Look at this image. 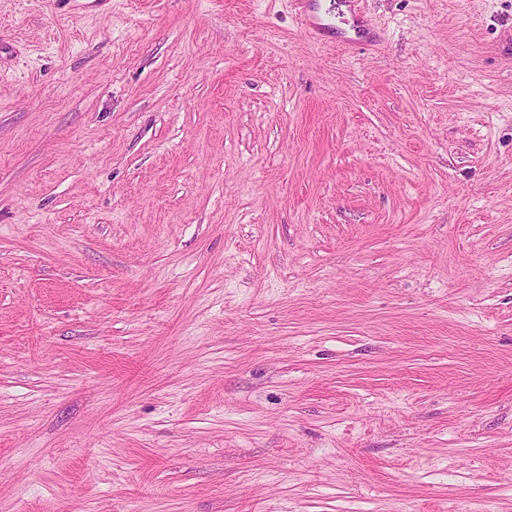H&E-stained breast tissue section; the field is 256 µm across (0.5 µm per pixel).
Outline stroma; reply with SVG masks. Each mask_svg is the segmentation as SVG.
Returning <instances> with one entry per match:
<instances>
[{
	"instance_id": "1",
	"label": "stroma",
	"mask_w": 512,
	"mask_h": 512,
	"mask_svg": "<svg viewBox=\"0 0 512 512\" xmlns=\"http://www.w3.org/2000/svg\"><path fill=\"white\" fill-rule=\"evenodd\" d=\"M0 0V512H512V0ZM297 5L301 26L309 36L316 38L323 29L335 28L336 13L325 9L322 14L318 0H297ZM345 3L349 4L350 10L353 12L354 20H353V25H352V31H353L354 37L348 38L346 41L343 42V45L356 46V47H363V46L371 45V43H369L368 41L361 40L362 35H360V32L364 31L363 29H369V27L371 25L368 22V20L365 17H363L362 13L360 12V9H357L360 1L346 0ZM361 28H363V29H361Z\"/></svg>"
}]
</instances>
